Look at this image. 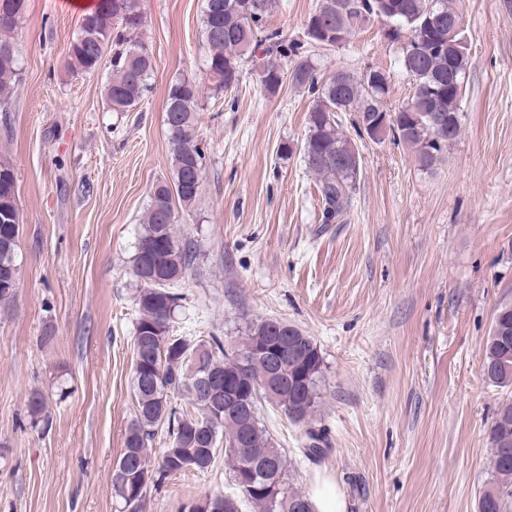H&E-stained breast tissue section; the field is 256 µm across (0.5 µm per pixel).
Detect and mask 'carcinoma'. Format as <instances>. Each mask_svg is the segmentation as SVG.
I'll list each match as a JSON object with an SVG mask.
<instances>
[{
  "label": "carcinoma",
  "instance_id": "obj_1",
  "mask_svg": "<svg viewBox=\"0 0 512 512\" xmlns=\"http://www.w3.org/2000/svg\"><path fill=\"white\" fill-rule=\"evenodd\" d=\"M143 0H106L105 7L83 16L80 32L71 41L67 68L95 73L110 57L112 75L104 87L114 112H129L149 92L152 57L140 38L144 27ZM274 0H205L203 35L207 49L205 70L216 94L228 93L240 81V66L257 51L263 52L260 80L274 94L285 80L306 87L315 96L303 144L304 162L317 178L323 202V220L333 223L351 207L360 168H341L338 159L360 154L356 143L341 130L338 114H365L374 129L357 128L360 136L381 143L387 136L409 146L424 169L432 168L459 135L463 88L448 85V30H432L428 18L457 16V0H400L391 15V40L400 42L398 63L413 78L412 107L389 112L384 104L387 79H355L338 71L341 87L318 80L314 66L300 59L288 67L285 59L303 48L280 31L257 39V30ZM26 0H0V110L20 81L21 68L15 33L24 17ZM378 0H321L308 21L319 22L321 35L311 39L328 50L345 42L370 21ZM199 85L190 77L171 83L165 122L172 147V182H159L144 212L132 271L140 282L137 296L140 317L133 336L134 416L124 448L112 474V487L121 512H147L148 491L169 477L195 471L204 473L219 452L230 467L233 492L208 497L184 507V512H240L239 503L253 504L259 512H314L310 498L288 482L285 453L274 446L261 423L259 403L266 400L295 422L309 419L318 397L322 356L314 340L297 327L278 319L250 324L237 350H227L219 336H178L172 320L179 294L171 291L185 279L194 263L191 242L175 230L176 206L191 207L202 187L205 152L195 135ZM13 168L0 162V301L11 300L17 281L19 215ZM512 306H502L487 339L483 367L492 383L512 384ZM248 362L252 385L245 400L249 409L228 412L214 407L199 389L198 377L238 371L239 358ZM184 396L172 405L171 395ZM33 427L52 425L46 402L35 391L28 399ZM170 437L156 468H149L147 451L158 435ZM490 465L494 481L479 498L478 512H512V458L505 459L504 443L512 448V402L497 411L489 431Z\"/></svg>",
  "mask_w": 512,
  "mask_h": 512
}]
</instances>
